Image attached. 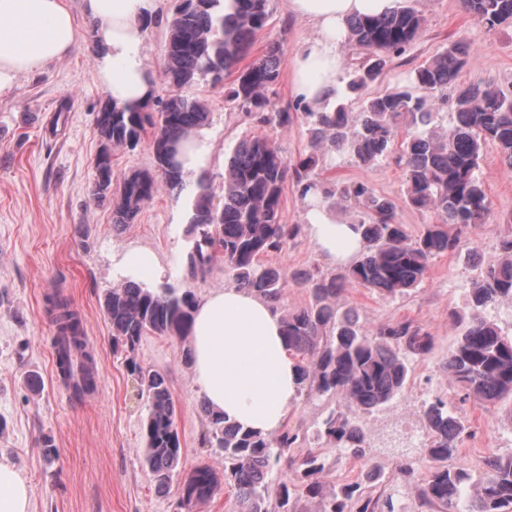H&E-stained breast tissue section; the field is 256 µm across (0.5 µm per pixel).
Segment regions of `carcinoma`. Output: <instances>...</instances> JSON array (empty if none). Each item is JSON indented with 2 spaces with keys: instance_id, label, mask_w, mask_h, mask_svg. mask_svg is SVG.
<instances>
[{
  "instance_id": "obj_1",
  "label": "carcinoma",
  "mask_w": 512,
  "mask_h": 512,
  "mask_svg": "<svg viewBox=\"0 0 512 512\" xmlns=\"http://www.w3.org/2000/svg\"><path fill=\"white\" fill-rule=\"evenodd\" d=\"M179 0L168 21L163 78L171 93L150 103L119 105L108 101L96 119L100 153L114 147L134 149L146 129L152 130L154 158L150 170H135L112 178V167L97 171L93 198L112 203L113 228L133 223L163 183L181 192L194 185L187 200V248L181 258L183 279L203 280L218 260L232 273L235 287L265 300L280 316L285 345L296 363L298 393L345 396L365 412L389 403L403 392L410 377V359L425 356L432 337L421 325L405 319L369 332L350 308L337 305L349 284L391 298L415 291L426 279L432 260L454 255L464 234L484 223L489 202L479 175L487 145L496 148L502 165L512 170V95L492 82L459 84L470 45L448 43L416 70L412 80L374 95L394 57L406 51L422 31L425 18L404 7L383 17L363 16L348 21L346 43L363 54L345 62L343 94L318 107H303L310 134V155L288 162L277 144L265 137L236 143L224 164L223 204L214 205L207 174L195 181L178 161L180 142L207 125L209 108L194 89L201 82L214 86L234 75L224 91L232 110L267 126H286L291 113L272 106L271 94L281 78L280 43L269 42L260 56L240 66L252 52L257 34L270 20L269 0ZM466 11L489 29L512 26V0H464ZM448 107V130H435L439 107ZM408 136L395 148L401 127ZM340 154L358 166H374L388 159L405 169L403 203L431 210L438 220L425 224L416 237L397 221V203L363 182L322 179L316 170L327 154ZM301 199L332 209L351 205L365 217L351 224L362 250L337 270L317 266L294 277L309 290L307 306L283 307L288 275L264 258L296 241L301 224L282 222V196L288 180ZM500 241V257L473 261L476 276L459 316V332L448 350L444 367L463 393L481 409L512 401V336L483 312L503 301L512 302V213ZM194 293L168 281L155 285L124 282L104 297V312L115 349L125 353L128 375L144 399L142 420L144 464L155 489L169 490L181 456L177 410L169 376L144 366L137 358L142 336L175 337L188 342ZM61 340L56 364L75 398L95 389L93 377L75 371L73 351L83 346L80 319L63 299L52 302ZM209 418L208 443L224 455V471L203 465L179 483L177 512H193L208 502L220 483L235 489L238 512H267L265 502L275 496L281 512H297L294 504L307 497L319 502V512H403L393 494L372 496L357 483L340 484L323 494L318 475L326 467L322 454L295 455L308 444L307 432L287 429L277 435L244 430L225 416L202 408ZM422 417L428 431L425 451L432 463L420 493V506L429 512H512V453L490 451L482 460L474 494L467 493L472 476L448 465L469 436L466 418L436 397L424 402ZM317 437L335 448L361 452L364 429L340 411H331ZM287 468L293 482L275 474Z\"/></svg>"
}]
</instances>
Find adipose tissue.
<instances>
[{"label":"adipose tissue","mask_w":512,"mask_h":512,"mask_svg":"<svg viewBox=\"0 0 512 512\" xmlns=\"http://www.w3.org/2000/svg\"><path fill=\"white\" fill-rule=\"evenodd\" d=\"M289 11L308 20L312 39L292 61L297 97L319 107L336 86L344 64L339 52L347 36L346 21L357 15H384L403 0H287ZM94 32L96 76L111 99L120 104L147 99L156 79L143 55V21L158 0H85ZM79 29L64 0H0V92L22 72L70 55ZM306 221L320 250L339 264L359 250L350 225L339 223L333 210L308 208ZM125 280L160 281L165 268L154 252L131 248L117 264ZM195 384L210 408L243 428L271 434L278 430L296 395L294 362L282 337L278 314L256 296L237 288H220L196 304L190 329ZM0 512H31L27 481L6 459H0Z\"/></svg>","instance_id":"obj_1"}]
</instances>
